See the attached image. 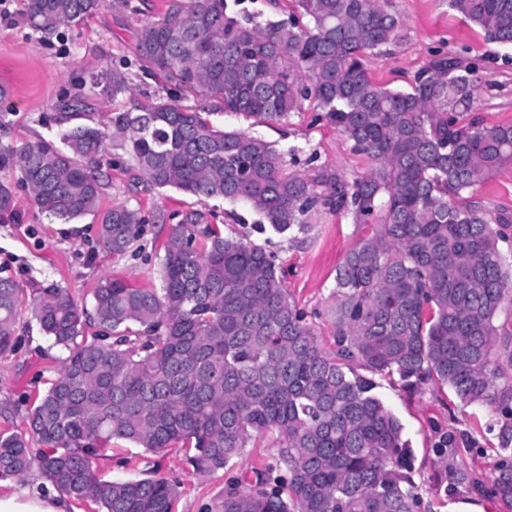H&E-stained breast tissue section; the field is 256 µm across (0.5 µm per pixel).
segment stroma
Here are the masks:
<instances>
[{
    "mask_svg": "<svg viewBox=\"0 0 512 512\" xmlns=\"http://www.w3.org/2000/svg\"><path fill=\"white\" fill-rule=\"evenodd\" d=\"M137 14L113 9L110 0L80 25L60 35L42 38L23 19L24 0H0V85L12 88L0 95V113L7 119L0 127V149L37 137L58 141L65 128L62 106L82 97L88 109L77 123L100 127L134 104L167 99L170 91L157 78L146 76L135 50L134 31L160 12L163 0H132ZM404 21L403 38L383 52L370 56L367 69L377 83L408 88L413 76L425 67L435 51L463 52L477 68L478 89L472 113L486 124H512V47L486 38L483 30L451 10L448 0H391ZM121 67L129 88L111 95L101 84L113 67ZM313 104L291 113L277 124L258 119L215 113L210 120L226 129L245 131L280 149L302 147L315 154L320 165L347 176L367 172L370 161L354 153L350 142L323 121H315ZM101 209L116 204L138 206L144 212L159 207L175 213L196 206L197 199L175 190H145L134 194L132 181L140 172L133 161L124 166L103 165ZM0 181L9 183L14 211L0 215V277L14 279L25 291L57 281L81 302H91V290L103 277H117L142 287L157 278L158 252L169 232L165 224H145L142 236L123 257L102 250L98 221L87 215L63 222L42 214L34 204L19 169L0 167ZM221 232L265 245L277 256L292 299L302 308L319 339L333 346L331 309L336 299V271L345 254L369 228L342 213L315 218L307 233L259 231V215L241 203L216 201ZM18 333L25 342L16 354L0 357V402L18 404L20 412L0 417V431L23 424L28 394L44 390L56 376L39 349L49 348L28 311H21ZM375 392L396 414L414 450V488L420 512H448L449 505L470 503L481 512H512V496H503L497 485L500 457L512 455V415L487 406L464 405L448 388L427 381L415 389L404 387L398 375H375ZM449 437L455 454L452 472L436 463L435 446ZM272 438L251 441L230 472L199 477L188 470L181 456L156 455L123 441L113 440L114 462H101L100 474L119 480L159 476L179 482L176 512H205L222 497L229 478L242 483L254 480V468L273 454ZM467 471L470 482L458 484L455 470Z\"/></svg>",
    "mask_w": 512,
    "mask_h": 512,
    "instance_id": "1",
    "label": "stroma"
}]
</instances>
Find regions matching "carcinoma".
Returning a JSON list of instances; mask_svg holds the SVG:
<instances>
[{
	"label": "carcinoma",
	"instance_id": "obj_1",
	"mask_svg": "<svg viewBox=\"0 0 512 512\" xmlns=\"http://www.w3.org/2000/svg\"><path fill=\"white\" fill-rule=\"evenodd\" d=\"M240 0H164L135 31L143 67L177 92L224 113L277 123L316 102L373 165L348 177L323 166L301 176L300 149L283 151L227 131L172 96L138 106L108 132L75 125L62 146L38 139L7 149L39 210L69 222L98 213L107 145L130 155L153 190L175 188L201 206L151 218L126 204L103 212V250L124 255L142 224L170 225L158 288L104 277L92 307L47 283L31 317L67 352L35 398L21 432H0V478L39 472L99 512H174L178 484L115 481L95 464L114 439L152 454L184 452L201 476L225 469L255 434L274 457L256 481L227 485L216 512H415L413 452L404 427L363 374L427 379L465 404L508 407L512 339L495 319L512 298V213L470 200L512 164V125L466 123L473 66L437 52L410 89L374 82L365 59L403 37L388 0H293L287 19L263 21ZM103 0H25L24 20L44 38L84 21ZM489 40L512 44V0H448ZM243 203L258 230L303 231L322 211L377 221L336 273V349L325 350L285 288L274 253L212 224L210 200ZM22 289L0 279V356L17 352Z\"/></svg>",
	"mask_w": 512,
	"mask_h": 512
}]
</instances>
